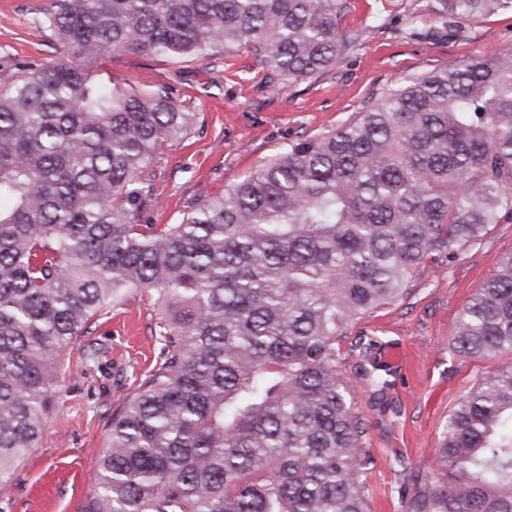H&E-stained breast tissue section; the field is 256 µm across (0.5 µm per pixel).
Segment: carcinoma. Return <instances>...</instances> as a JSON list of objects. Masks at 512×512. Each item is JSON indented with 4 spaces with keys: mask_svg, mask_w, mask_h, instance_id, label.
I'll use <instances>...</instances> for the list:
<instances>
[{
    "mask_svg": "<svg viewBox=\"0 0 512 512\" xmlns=\"http://www.w3.org/2000/svg\"><path fill=\"white\" fill-rule=\"evenodd\" d=\"M428 32L512 0H424ZM349 0H51L63 49L0 78V488L39 444L63 354L131 288L157 304L160 364L112 415L87 512H371L364 418L338 344L419 268L512 221V51L398 81L355 120L287 143L174 224L152 167L198 120L168 85L99 81L114 54L241 50L281 76L333 66ZM359 371L389 386L360 341ZM452 350L512 351V253L463 305ZM407 512H512V365L448 415Z\"/></svg>",
    "mask_w": 512,
    "mask_h": 512,
    "instance_id": "cac0c4a2",
    "label": "carcinoma"
}]
</instances>
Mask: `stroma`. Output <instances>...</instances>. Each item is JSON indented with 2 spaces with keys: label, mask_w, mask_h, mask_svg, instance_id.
<instances>
[{
  "label": "stroma",
  "mask_w": 512,
  "mask_h": 512,
  "mask_svg": "<svg viewBox=\"0 0 512 512\" xmlns=\"http://www.w3.org/2000/svg\"><path fill=\"white\" fill-rule=\"evenodd\" d=\"M49 0H0V72L21 60L56 56L59 45L35 19ZM438 24L421 0H352L342 24L345 47L334 68L293 80L248 52L222 67L116 55L92 63L102 80L133 87L167 83L200 121L191 136L166 145L154 165L156 206L148 224H171L190 206L222 194L287 142L341 127L408 75L455 68L474 55L512 49V12L481 18L457 35L431 40ZM512 252V223L494 225L481 243L450 260L429 263L411 293L349 329L340 357L354 402L368 429L370 463L363 473L373 512H405L417 471L432 470L448 416L480 378L512 364V352L484 359L452 352L449 330L460 308ZM152 295L131 289L89 326L98 349L86 363L80 348L64 358L58 403L38 448L15 467L0 512H86L94 493V463L113 414L134 397L144 374L160 362ZM381 343L379 361L391 373L384 400L371 398L353 373L357 343Z\"/></svg>",
  "instance_id": "35a3bbf8"
}]
</instances>
